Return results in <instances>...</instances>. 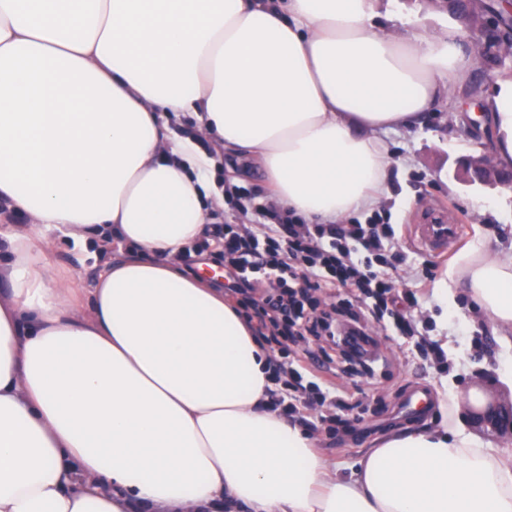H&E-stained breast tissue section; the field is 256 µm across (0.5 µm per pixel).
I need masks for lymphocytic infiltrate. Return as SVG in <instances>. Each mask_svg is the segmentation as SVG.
Returning a JSON list of instances; mask_svg holds the SVG:
<instances>
[{
	"label": "lymphocytic infiltrate",
	"mask_w": 512,
	"mask_h": 512,
	"mask_svg": "<svg viewBox=\"0 0 512 512\" xmlns=\"http://www.w3.org/2000/svg\"><path fill=\"white\" fill-rule=\"evenodd\" d=\"M232 207L252 215L249 223L210 225L208 242L224 262L227 296L244 308L255 338L281 343L295 337H312L327 343L321 355L306 358L324 382L305 380L291 362H273L269 403L302 427L310 422L305 412L317 407L325 419L335 422L347 407L346 390L335 381V357H347L353 339L368 346L377 341L369 335L370 321L390 318L399 336L417 338L416 348L425 357L441 358L438 342L418 339V327L409 310L417 302L414 292L396 293L391 276L399 259L395 254L396 232L381 214L365 224H303L291 213L257 200L238 186L227 188ZM341 291V304L319 306L316 292ZM375 299L367 314H359L352 302Z\"/></svg>",
	"instance_id": "obj_1"
}]
</instances>
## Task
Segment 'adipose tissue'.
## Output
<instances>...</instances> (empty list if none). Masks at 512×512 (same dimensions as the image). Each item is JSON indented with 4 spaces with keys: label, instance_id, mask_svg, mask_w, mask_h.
Returning <instances> with one entry per match:
<instances>
[{
    "label": "adipose tissue",
    "instance_id": "obj_1",
    "mask_svg": "<svg viewBox=\"0 0 512 512\" xmlns=\"http://www.w3.org/2000/svg\"><path fill=\"white\" fill-rule=\"evenodd\" d=\"M374 0H0V512H512V455L394 434L350 477L268 403V347L183 263L224 209L221 154L308 224L375 208L388 133L452 104L480 58ZM512 167V80L488 103ZM28 216L11 223L13 214ZM57 229L118 241L87 299ZM458 272L512 331V255Z\"/></svg>",
    "mask_w": 512,
    "mask_h": 512
}]
</instances>
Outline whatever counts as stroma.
I'll use <instances>...</instances> for the list:
<instances>
[{"mask_svg": "<svg viewBox=\"0 0 512 512\" xmlns=\"http://www.w3.org/2000/svg\"><path fill=\"white\" fill-rule=\"evenodd\" d=\"M482 117V112L475 110L452 122L447 107L442 106L429 112L422 128L402 130L387 139L395 156L389 193L382 202L389 223H417L433 206L443 209L449 219L465 224L466 233L443 257L409 246L407 263L398 268L395 277L399 287L409 288L414 273L432 271L427 291L411 314L425 336L439 341L445 362L440 365L422 358L413 344L393 338L389 323L374 326V333L385 339L382 361L371 381L359 377L348 380L350 390L365 391L354 411V435L330 432L323 426L316 431L321 453L343 475H350L365 451L392 431L430 428L444 418L449 426L472 432L461 404L465 397L484 401L492 396L512 403V385L507 382L512 374V334L497 332L489 318L474 309L462 281L452 283L448 300H441L437 293L439 281L474 243H481L484 254L490 256L512 254V198H503L500 189L471 185L460 177L474 145L492 144L491 138L481 133ZM119 254L114 244L82 249L62 238L53 260L69 271L74 287L87 291L93 288L104 263ZM483 370L494 374L493 385L486 390L473 385ZM414 384L425 386L432 398L442 399L441 409L418 419L398 416L400 403Z\"/></svg>", "mask_w": 512, "mask_h": 512, "instance_id": "35a3bbf8", "label": "stroma"}]
</instances>
